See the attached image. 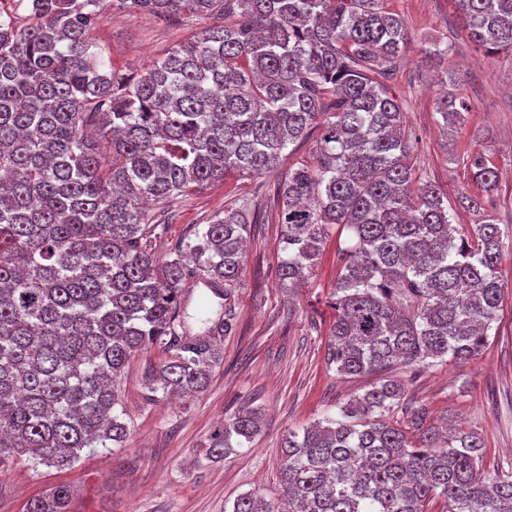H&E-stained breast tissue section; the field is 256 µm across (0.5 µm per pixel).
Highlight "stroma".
Segmentation results:
<instances>
[{
  "label": "stroma",
  "instance_id": "1",
  "mask_svg": "<svg viewBox=\"0 0 512 512\" xmlns=\"http://www.w3.org/2000/svg\"><path fill=\"white\" fill-rule=\"evenodd\" d=\"M406 21L412 43L390 70L386 83L402 102L411 160L422 181L448 198L455 223H477L461 196L477 194L463 160L482 152L499 171L494 215L503 232L500 272L503 302L481 354L473 360L426 361L358 377H342L326 364L335 319L332 293L343 262L347 235L330 227L320 263L298 288L278 284L283 257L276 220L277 185L297 163L314 161L316 140L289 146L278 169L258 177L226 176L157 209L147 245L164 260L192 238L226 205L248 201L255 222L240 279L232 289L234 321L221 338L223 360L206 390L175 398L153 390L151 378L164 358L153 348L130 359L119 385L116 414L128 427L125 441L111 449L85 450L73 468L58 470L23 463L0 471V512H24L35 495L67 484L73 512H230L234 500L254 493L278 500L281 444L288 431L334 418L350 398L384 378L404 383L409 403L423 406L430 421L447 419L479 433L486 465L512 473V54L487 56L476 50L454 0H387ZM211 21L188 17L173 24L145 12H109L92 40L116 70L133 73L175 45L193 39ZM448 54L430 62L426 48ZM449 90L469 107L465 121L447 133L435 112L439 92ZM184 325L208 335L221 302L202 280L185 284ZM261 418L254 440L234 446L224 458L207 454L225 418L242 410Z\"/></svg>",
  "mask_w": 512,
  "mask_h": 512
}]
</instances>
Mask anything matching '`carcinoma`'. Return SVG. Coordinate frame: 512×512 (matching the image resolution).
<instances>
[{
    "instance_id": "obj_1",
    "label": "carcinoma",
    "mask_w": 512,
    "mask_h": 512,
    "mask_svg": "<svg viewBox=\"0 0 512 512\" xmlns=\"http://www.w3.org/2000/svg\"><path fill=\"white\" fill-rule=\"evenodd\" d=\"M469 37L512 52V0H457ZM161 21L213 25L136 75L105 70L91 33L107 5ZM26 23L0 9V469L70 468L87 448L118 445L114 413L131 355L165 351L154 389L193 395L220 361L211 336L177 330L183 282L229 299L239 278L247 204L214 216L158 263L143 204H165L228 174L277 169L314 130L316 162L288 169L278 223L292 287L321 259L329 225L351 233L336 280L327 360L365 375L428 359L466 361L485 347L502 302L503 235L491 220L458 228L448 200L417 183L403 105L385 84L409 43L385 0H28ZM452 93L444 124L464 121ZM465 167L485 209L499 171ZM401 382H379L283 441L278 512H512V475L486 469L473 432L442 434ZM406 409V424L395 418ZM260 418L224 421L208 455L251 441ZM62 484L25 512H71ZM231 512H273L239 496Z\"/></svg>"
}]
</instances>
